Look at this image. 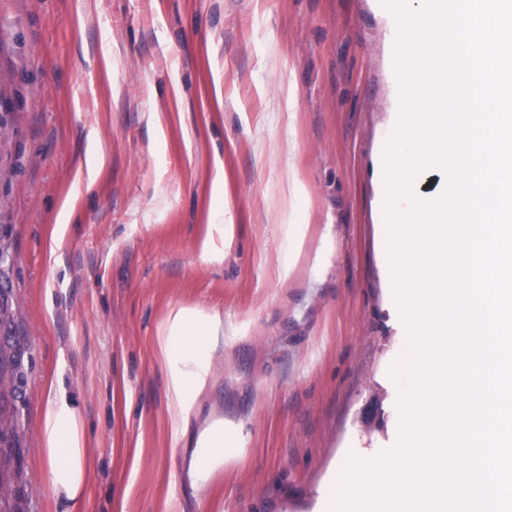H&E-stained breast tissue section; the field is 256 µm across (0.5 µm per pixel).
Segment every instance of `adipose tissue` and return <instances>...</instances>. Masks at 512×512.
I'll return each instance as SVG.
<instances>
[{"mask_svg": "<svg viewBox=\"0 0 512 512\" xmlns=\"http://www.w3.org/2000/svg\"><path fill=\"white\" fill-rule=\"evenodd\" d=\"M157 342L165 371L166 417L174 435L189 440L187 480L203 495L240 440L223 417L194 420L199 399L215 378L216 359L224 352V313L215 307H172L157 329ZM41 392L39 435L49 462L47 483L62 512H72L91 478L84 423L60 374L47 376Z\"/></svg>", "mask_w": 512, "mask_h": 512, "instance_id": "adipose-tissue-1", "label": "adipose tissue"}]
</instances>
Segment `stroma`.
<instances>
[{
    "label": "stroma",
    "mask_w": 512,
    "mask_h": 512,
    "mask_svg": "<svg viewBox=\"0 0 512 512\" xmlns=\"http://www.w3.org/2000/svg\"><path fill=\"white\" fill-rule=\"evenodd\" d=\"M386 40L377 0H0V334L25 348L17 512L58 509L39 438L55 372L91 461L75 512H318L339 459L394 447L400 340L375 173ZM225 222L223 264L201 262L207 225ZM292 224L307 227L295 257ZM176 305L223 310L201 411L242 433L202 499L164 415L155 336Z\"/></svg>",
    "instance_id": "stroma-1"
}]
</instances>
